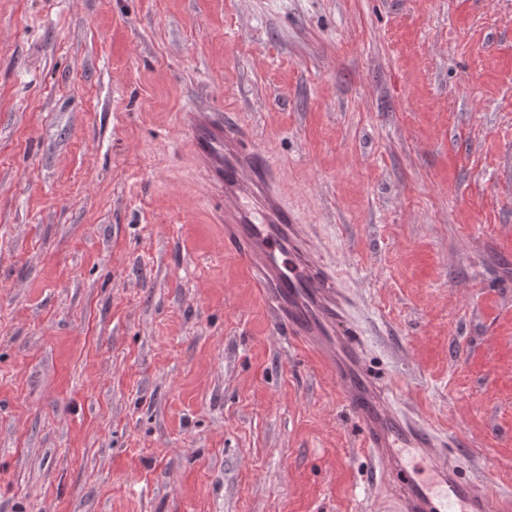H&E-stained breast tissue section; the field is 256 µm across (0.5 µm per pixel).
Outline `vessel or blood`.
Here are the masks:
<instances>
[{
    "instance_id": "1",
    "label": "vessel or blood",
    "mask_w": 512,
    "mask_h": 512,
    "mask_svg": "<svg viewBox=\"0 0 512 512\" xmlns=\"http://www.w3.org/2000/svg\"><path fill=\"white\" fill-rule=\"evenodd\" d=\"M185 126L201 179L224 203L226 242L245 260L276 323L324 359L400 512H495L499 499L489 486L463 479L439 454L433 428L400 413L390 389L370 375L342 274L308 239L271 160L223 113L192 110Z\"/></svg>"
}]
</instances>
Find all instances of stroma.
I'll use <instances>...</instances> for the list:
<instances>
[{
  "instance_id": "stroma-1",
  "label": "stroma",
  "mask_w": 512,
  "mask_h": 512,
  "mask_svg": "<svg viewBox=\"0 0 512 512\" xmlns=\"http://www.w3.org/2000/svg\"><path fill=\"white\" fill-rule=\"evenodd\" d=\"M192 108L275 162L371 375L512 495V0H0V512H398Z\"/></svg>"
}]
</instances>
